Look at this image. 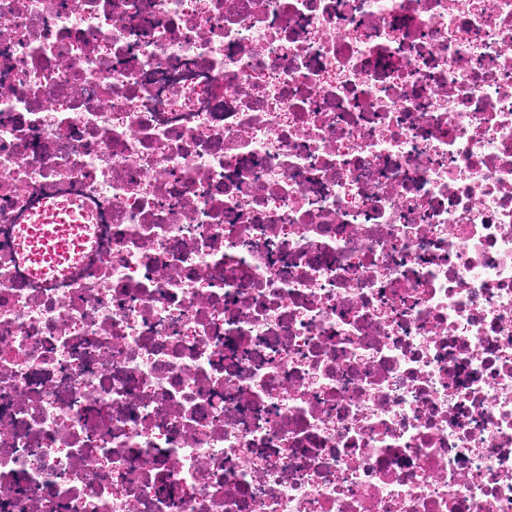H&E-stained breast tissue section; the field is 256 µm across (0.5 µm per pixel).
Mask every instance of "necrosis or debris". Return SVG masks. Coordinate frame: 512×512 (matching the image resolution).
Segmentation results:
<instances>
[{
    "label": "necrosis or debris",
    "instance_id": "necrosis-or-debris-1",
    "mask_svg": "<svg viewBox=\"0 0 512 512\" xmlns=\"http://www.w3.org/2000/svg\"><path fill=\"white\" fill-rule=\"evenodd\" d=\"M0 512H512V0H0ZM85 203H80L77 200L68 201L66 204L60 206L54 200L49 201L43 208L42 220L48 223L65 222L72 223L80 221L83 216V208ZM86 232V227L76 230L65 224H23L22 261L43 280L69 273L73 258L82 253L89 242Z\"/></svg>",
    "mask_w": 512,
    "mask_h": 512
}]
</instances>
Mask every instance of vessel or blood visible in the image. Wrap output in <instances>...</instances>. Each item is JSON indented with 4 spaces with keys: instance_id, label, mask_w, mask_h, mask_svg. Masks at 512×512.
I'll return each mask as SVG.
<instances>
[{
    "instance_id": "obj_1",
    "label": "vessel or blood",
    "mask_w": 512,
    "mask_h": 512,
    "mask_svg": "<svg viewBox=\"0 0 512 512\" xmlns=\"http://www.w3.org/2000/svg\"><path fill=\"white\" fill-rule=\"evenodd\" d=\"M82 215L79 201L63 205L51 201L43 208L41 223L22 225V260L37 276L46 280L69 273L75 255L84 251L89 241L85 229H69Z\"/></svg>"
}]
</instances>
